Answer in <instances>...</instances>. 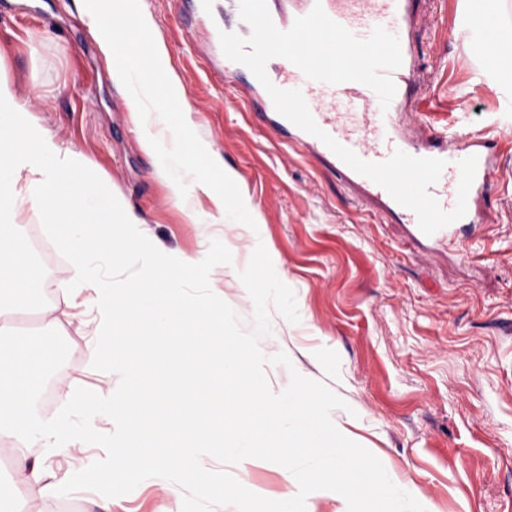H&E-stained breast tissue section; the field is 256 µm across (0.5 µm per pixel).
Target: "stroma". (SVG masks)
<instances>
[{"mask_svg": "<svg viewBox=\"0 0 512 512\" xmlns=\"http://www.w3.org/2000/svg\"><path fill=\"white\" fill-rule=\"evenodd\" d=\"M141 2L185 91L191 128L233 171L258 213L256 228L187 222L75 0H0V78L35 120L83 154L159 250L199 261L212 239L229 248L231 263L214 267L209 281L247 331L254 304L238 273L264 244L300 317L293 324L271 313V330L258 340L265 356L283 352L292 362L265 366L272 390L282 392L294 369L337 393L354 411L348 429L426 512H512V79L486 58L471 0H410L405 39L420 73L393 118L414 134L446 125L458 140L499 145L480 223L445 250L413 241L398 212L262 126L248 75L221 80L187 31L188 0ZM24 233L46 268L55 328L69 345L56 380L115 391L118 375L92 366L96 323L79 318L90 291H55L70 263L38 211L27 213ZM102 453L86 443L70 454L35 442L26 449L61 480ZM1 454L11 461L0 467V496L18 512H60L69 503L74 512H181L183 488L157 477L116 498L81 490L33 502L16 480L12 444H0ZM205 463L269 499L293 488L288 470L265 460Z\"/></svg>", "mask_w": 512, "mask_h": 512, "instance_id": "stroma-1", "label": "stroma"}]
</instances>
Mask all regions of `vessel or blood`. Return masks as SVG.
Here are the masks:
<instances>
[{"label": "vessel or blood", "instance_id": "vessel-or-blood-1", "mask_svg": "<svg viewBox=\"0 0 512 512\" xmlns=\"http://www.w3.org/2000/svg\"><path fill=\"white\" fill-rule=\"evenodd\" d=\"M321 5L324 12L360 39L368 38L375 28L381 27L391 34H398L407 21L406 0H300L294 14L275 18L278 29L288 30L297 18L306 16L314 5ZM204 50L212 68L226 77L242 72L241 64L227 59L220 46L219 32L209 28L204 32ZM396 94L389 107H381L377 94L359 82L331 85L308 79L290 61H282L280 69L272 74L271 82L283 90H300L316 124L341 145L351 149L358 157L370 162L389 159L395 151L414 157H431L445 160L446 166L438 180L433 196L443 211H451L456 203L460 173L458 161L477 156L478 165L474 182L466 201L464 223L477 220L476 201L486 193L497 154L493 146L474 140L463 147H455L447 132L428 136L410 137L400 132L393 123V116L403 108L412 87L417 81L416 67L410 55H403L402 64L390 74ZM249 83L255 91L258 107L256 118L288 137L296 139L308 152L326 158L337 171L355 183L367 186L389 208L397 203L380 185L372 182L341 161L319 138L300 129L280 115L264 86L257 78ZM409 232L413 240L435 247L452 239L455 224H448L432 235H425L414 211L405 210Z\"/></svg>", "mask_w": 512, "mask_h": 512}]
</instances>
